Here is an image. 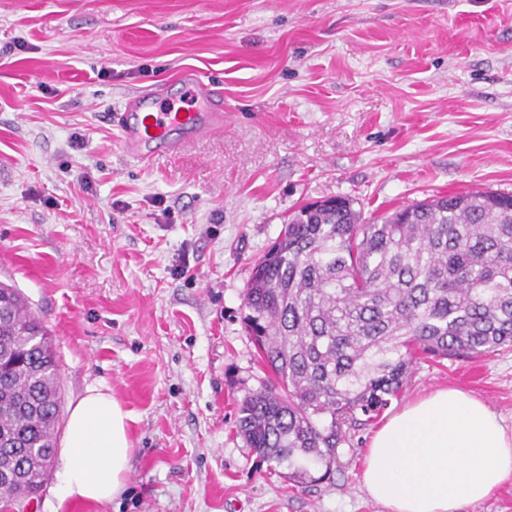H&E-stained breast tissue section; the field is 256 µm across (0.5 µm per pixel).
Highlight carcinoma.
Listing matches in <instances>:
<instances>
[{"instance_id":"obj_1","label":"carcinoma","mask_w":512,"mask_h":512,"mask_svg":"<svg viewBox=\"0 0 512 512\" xmlns=\"http://www.w3.org/2000/svg\"><path fill=\"white\" fill-rule=\"evenodd\" d=\"M245 328L274 380L238 433L287 478L330 467L342 427L378 415L412 364L512 346V194L465 191L367 224L353 201L301 206L255 264ZM63 397L52 334L0 284V496L40 497Z\"/></svg>"}]
</instances>
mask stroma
<instances>
[{
  "label": "stroma",
  "mask_w": 512,
  "mask_h": 512,
  "mask_svg": "<svg viewBox=\"0 0 512 512\" xmlns=\"http://www.w3.org/2000/svg\"><path fill=\"white\" fill-rule=\"evenodd\" d=\"M187 67L223 130L127 154L117 114ZM469 190L512 192V0H0V281L53 332L64 410L103 387L131 416L125 490L70 512H383L363 458L406 402L454 385L511 419L506 347L414 362L308 483L237 432L271 380L244 292L289 215Z\"/></svg>",
  "instance_id": "stroma-1"
}]
</instances>
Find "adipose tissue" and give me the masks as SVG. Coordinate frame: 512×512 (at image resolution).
<instances>
[{"label":"adipose tissue","instance_id":"adipose-tissue-1","mask_svg":"<svg viewBox=\"0 0 512 512\" xmlns=\"http://www.w3.org/2000/svg\"><path fill=\"white\" fill-rule=\"evenodd\" d=\"M128 411L111 392L87 389L73 406L60 450L55 498L111 503L124 490L132 448ZM512 481V423L482 399L437 388L406 404L371 438L361 483L385 512H460Z\"/></svg>","mask_w":512,"mask_h":512}]
</instances>
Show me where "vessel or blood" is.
<instances>
[{"mask_svg": "<svg viewBox=\"0 0 512 512\" xmlns=\"http://www.w3.org/2000/svg\"><path fill=\"white\" fill-rule=\"evenodd\" d=\"M181 81L196 97L188 111L165 110V90L159 89L133 100L121 115L119 130L125 152L147 160L160 153L176 154L190 142L223 128L224 114L213 104V91L195 70L183 72Z\"/></svg>", "mask_w": 512, "mask_h": 512, "instance_id": "1", "label": "vessel or blood"}]
</instances>
